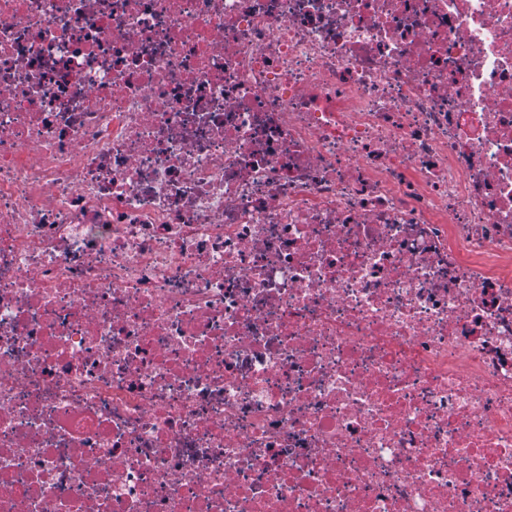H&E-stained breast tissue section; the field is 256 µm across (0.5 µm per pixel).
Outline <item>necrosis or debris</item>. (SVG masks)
I'll list each match as a JSON object with an SVG mask.
<instances>
[{"instance_id": "4bbe7bcc", "label": "necrosis or debris", "mask_w": 512, "mask_h": 512, "mask_svg": "<svg viewBox=\"0 0 512 512\" xmlns=\"http://www.w3.org/2000/svg\"><path fill=\"white\" fill-rule=\"evenodd\" d=\"M0 512H512V0H0Z\"/></svg>"}]
</instances>
